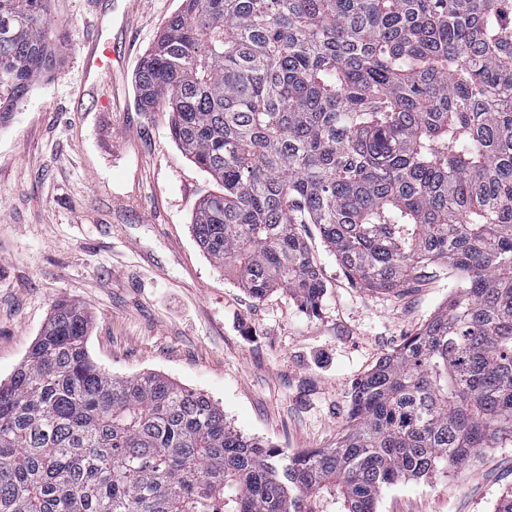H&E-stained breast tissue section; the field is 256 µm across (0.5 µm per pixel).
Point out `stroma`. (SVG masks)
I'll return each instance as SVG.
<instances>
[{"mask_svg":"<svg viewBox=\"0 0 512 512\" xmlns=\"http://www.w3.org/2000/svg\"><path fill=\"white\" fill-rule=\"evenodd\" d=\"M180 0H53L69 47L0 129V381L57 301L86 307L91 359L110 374H161L223 406L276 449L327 447L349 393L446 303L462 273L423 267L401 293L354 285L313 224L297 230L327 283L317 312L288 293L254 299L199 248V202L217 185L173 142L165 112L135 104L134 75ZM102 20L126 55L88 77L82 47ZM122 109L105 112L113 83ZM512 485V443L472 465L385 489L377 512H494Z\"/></svg>","mask_w":512,"mask_h":512,"instance_id":"stroma-1","label":"stroma"}]
</instances>
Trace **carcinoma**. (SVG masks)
Wrapping results in <instances>:
<instances>
[{
    "label": "carcinoma",
    "mask_w": 512,
    "mask_h": 512,
    "mask_svg": "<svg viewBox=\"0 0 512 512\" xmlns=\"http://www.w3.org/2000/svg\"><path fill=\"white\" fill-rule=\"evenodd\" d=\"M52 0H0V127L69 46ZM221 192L204 253L316 310L296 225L349 278L465 286L352 386L326 448L282 452L157 373L114 376L62 300L0 381V512H376L384 489L512 442V0H181L135 74Z\"/></svg>",
    "instance_id": "cac0c4a2"
}]
</instances>
